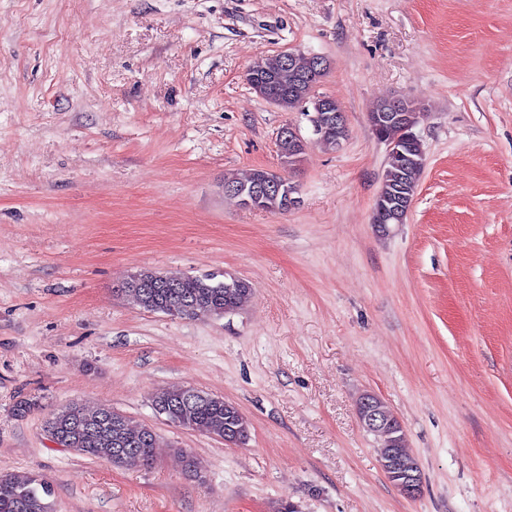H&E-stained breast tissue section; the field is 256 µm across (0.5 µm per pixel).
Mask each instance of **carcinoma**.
I'll return each mask as SVG.
<instances>
[{
	"mask_svg": "<svg viewBox=\"0 0 512 512\" xmlns=\"http://www.w3.org/2000/svg\"><path fill=\"white\" fill-rule=\"evenodd\" d=\"M326 73L315 59L302 53L290 63L281 54L267 57L251 69L247 81L261 76L276 79L277 107L288 112L311 101ZM348 136V128L324 122L322 143L337 146ZM389 167L381 178L377 201L390 199L407 190L415 191L424 169L425 149L420 141L396 144ZM278 152L284 167L292 168L304 157L295 141L283 139ZM268 174L263 169H252L240 177L224 182V188L248 189ZM232 275L215 273L181 275L141 271L126 279L124 292L132 295L147 311L184 319H199L210 312L222 316L236 311L251 293V286L224 287ZM164 280L168 288H155L153 283ZM166 420L176 427L204 431L220 439L237 429L238 440L249 439V422L238 407L222 397L207 394L205 399H194L182 387H172L156 398ZM50 438L64 448L90 459H105L115 466L149 467L154 463L157 435L146 425H134L121 412L102 408H89L72 402L52 414L45 423ZM51 485L37 476L19 478L0 474V512H53L49 501Z\"/></svg>",
	"mask_w": 512,
	"mask_h": 512,
	"instance_id": "cac0c4a2",
	"label": "carcinoma"
}]
</instances>
